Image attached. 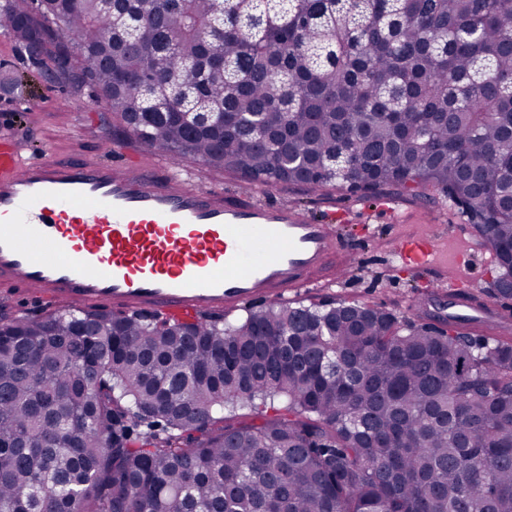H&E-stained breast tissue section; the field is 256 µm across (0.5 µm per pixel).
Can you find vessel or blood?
<instances>
[{"label":"vessel or blood","mask_w":512,"mask_h":512,"mask_svg":"<svg viewBox=\"0 0 512 512\" xmlns=\"http://www.w3.org/2000/svg\"><path fill=\"white\" fill-rule=\"evenodd\" d=\"M338 228L280 201L195 182L111 145L102 157L25 154L0 135V281L57 307L219 315L282 299L350 254ZM464 251L401 238L420 270L461 269Z\"/></svg>","instance_id":"obj_1"}]
</instances>
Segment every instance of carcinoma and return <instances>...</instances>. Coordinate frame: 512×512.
Masks as SVG:
<instances>
[{
	"label": "carcinoma",
	"mask_w": 512,
	"mask_h": 512,
	"mask_svg": "<svg viewBox=\"0 0 512 512\" xmlns=\"http://www.w3.org/2000/svg\"><path fill=\"white\" fill-rule=\"evenodd\" d=\"M169 2L0 0V32L171 160L443 195L512 298V0ZM0 512H512V336L347 300L0 315Z\"/></svg>",
	"instance_id": "cac0c4a2"
}]
</instances>
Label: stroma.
Here are the masks:
<instances>
[{"mask_svg": "<svg viewBox=\"0 0 512 512\" xmlns=\"http://www.w3.org/2000/svg\"><path fill=\"white\" fill-rule=\"evenodd\" d=\"M0 131L22 139L31 150L48 151L58 159L99 156L102 144L112 141L130 153L143 152L142 144L130 140L112 121L111 113L98 105L90 88L74 91L68 84L49 79L43 64L33 61L13 41L0 35ZM199 184L227 191L252 190L257 198L275 199L297 207L315 218L335 216L345 244L362 238L368 247L360 252L349 272L326 284L308 288L304 302L358 301L418 319L422 311L436 312L442 295L456 290L452 277H440L403 265L396 255L401 235L424 231L436 238L462 232L472 245L466 291L487 288L497 274L491 251L472 225L447 202L413 201L389 191L403 215L394 221L386 209L387 199L364 202L343 190L311 192L303 186L255 188L232 174H215L194 166Z\"/></svg>", "mask_w": 512, "mask_h": 512, "instance_id": "obj_1", "label": "stroma"}]
</instances>
